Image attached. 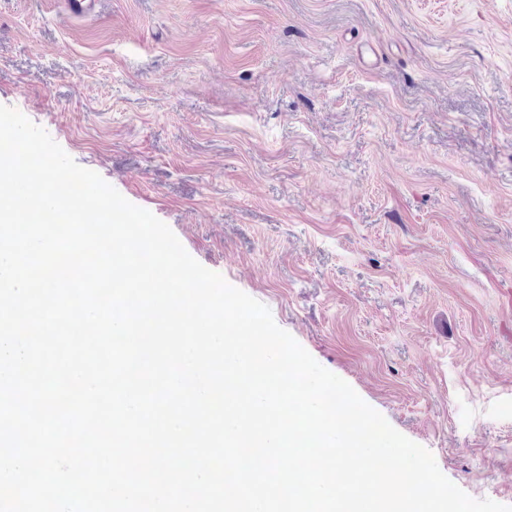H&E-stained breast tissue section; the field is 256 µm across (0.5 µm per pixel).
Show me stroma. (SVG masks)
Returning <instances> with one entry per match:
<instances>
[{"label": "stroma", "mask_w": 512, "mask_h": 512, "mask_svg": "<svg viewBox=\"0 0 512 512\" xmlns=\"http://www.w3.org/2000/svg\"><path fill=\"white\" fill-rule=\"evenodd\" d=\"M0 105L512 506V0H0Z\"/></svg>", "instance_id": "35a3bbf8"}]
</instances>
